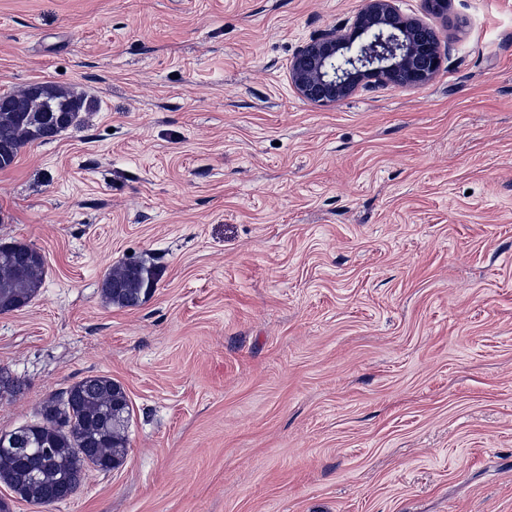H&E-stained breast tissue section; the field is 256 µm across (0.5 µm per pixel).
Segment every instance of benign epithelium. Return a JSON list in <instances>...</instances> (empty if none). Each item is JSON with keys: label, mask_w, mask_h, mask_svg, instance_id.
Listing matches in <instances>:
<instances>
[{"label": "benign epithelium", "mask_w": 512, "mask_h": 512, "mask_svg": "<svg viewBox=\"0 0 512 512\" xmlns=\"http://www.w3.org/2000/svg\"><path fill=\"white\" fill-rule=\"evenodd\" d=\"M440 64V45L421 21L402 17L393 0H364L351 32L320 34L296 52L288 70L303 99L326 106L362 87L423 85Z\"/></svg>", "instance_id": "benign-epithelium-1"}]
</instances>
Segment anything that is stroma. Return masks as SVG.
Wrapping results in <instances>:
<instances>
[{
  "label": "stroma",
  "mask_w": 512,
  "mask_h": 512,
  "mask_svg": "<svg viewBox=\"0 0 512 512\" xmlns=\"http://www.w3.org/2000/svg\"><path fill=\"white\" fill-rule=\"evenodd\" d=\"M395 5L434 79L316 106L288 63L363 0H0V94L95 103L0 170L47 267L0 432L88 376L131 409L121 466L10 512H512V0ZM157 281L155 268L144 262H121L104 276L102 292L107 303L121 308L138 306Z\"/></svg>",
  "instance_id": "35a3bbf8"
}]
</instances>
